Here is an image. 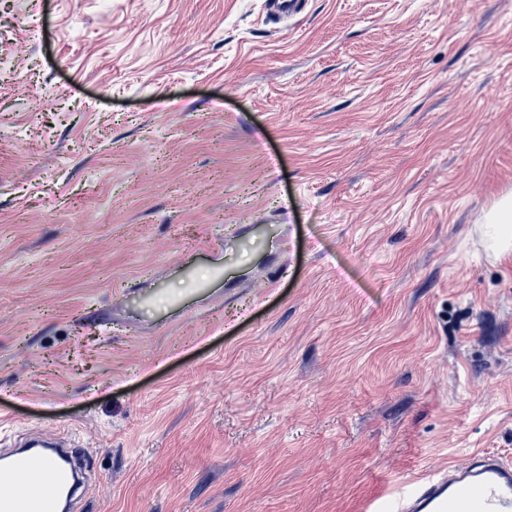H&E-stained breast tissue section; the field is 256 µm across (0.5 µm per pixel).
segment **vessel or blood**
<instances>
[{
    "label": "vessel or blood",
    "instance_id": "1",
    "mask_svg": "<svg viewBox=\"0 0 512 512\" xmlns=\"http://www.w3.org/2000/svg\"><path fill=\"white\" fill-rule=\"evenodd\" d=\"M82 468L76 451L61 447L54 435L0 455V512H56L62 498L81 489ZM33 474L51 486L52 498L8 494V487ZM467 507L472 512H512V464L491 456L457 463L429 474L387 503L375 504L370 512H463Z\"/></svg>",
    "mask_w": 512,
    "mask_h": 512
}]
</instances>
